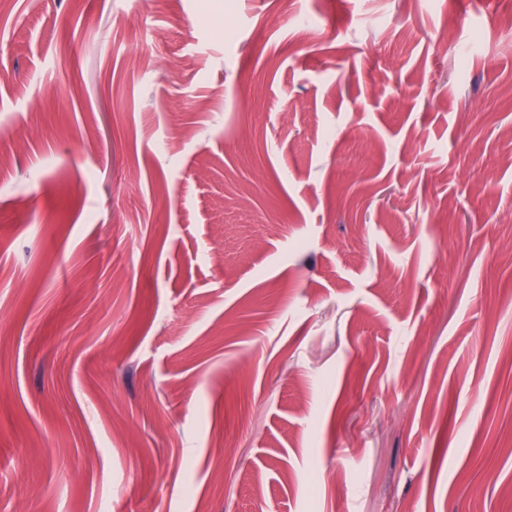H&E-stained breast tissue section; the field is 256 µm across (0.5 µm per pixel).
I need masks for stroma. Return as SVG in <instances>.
Returning <instances> with one entry per match:
<instances>
[{"mask_svg":"<svg viewBox=\"0 0 512 512\" xmlns=\"http://www.w3.org/2000/svg\"><path fill=\"white\" fill-rule=\"evenodd\" d=\"M512 0H0V512H512Z\"/></svg>","mask_w":512,"mask_h":512,"instance_id":"1","label":"stroma"}]
</instances>
